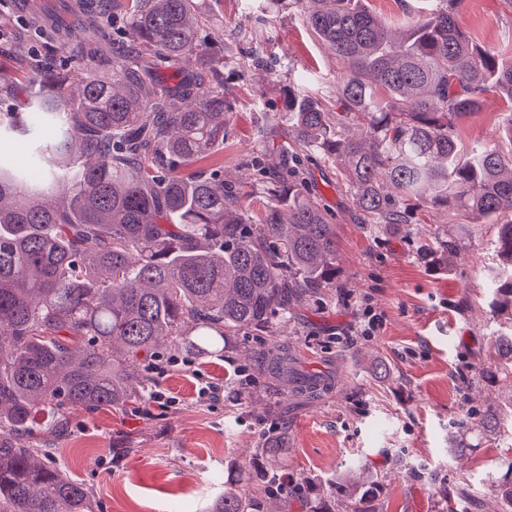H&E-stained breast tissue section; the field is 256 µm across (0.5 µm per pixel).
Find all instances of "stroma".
<instances>
[{"instance_id": "obj_1", "label": "stroma", "mask_w": 512, "mask_h": 512, "mask_svg": "<svg viewBox=\"0 0 512 512\" xmlns=\"http://www.w3.org/2000/svg\"><path fill=\"white\" fill-rule=\"evenodd\" d=\"M205 30L224 42V148L202 162L221 169L245 194L252 214L267 197L257 165L288 139L289 88H305L336 107L342 63L303 20L300 0H198ZM470 37L512 61V6L506 0H461ZM508 107L486 93L457 127L462 148L476 143L512 153L503 133ZM272 124L273 136L257 135ZM303 164L308 189L321 199L339 240L342 289L297 307L282 335L230 337L223 354L185 352L144 361L172 406L131 401L74 412L51 460L90 491L95 512H208L225 475L252 468L269 430L288 434V497L269 512H305L299 485L330 484L356 467L378 477L377 512H507L496 492L512 460V360L494 336L512 321L493 307L488 277L499 263L497 226L423 212L417 231L378 232L354 219L336 165L313 153ZM460 238L450 262L419 255L435 235ZM374 311V335L356 331ZM288 352L302 370L326 375L320 394H299L263 371L264 349ZM387 371L378 374L376 362ZM223 388L218 401L199 397L201 380ZM493 406L506 426L490 433L478 419Z\"/></svg>"}]
</instances>
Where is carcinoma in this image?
<instances>
[{"instance_id":"1","label":"carcinoma","mask_w":512,"mask_h":512,"mask_svg":"<svg viewBox=\"0 0 512 512\" xmlns=\"http://www.w3.org/2000/svg\"><path fill=\"white\" fill-rule=\"evenodd\" d=\"M109 1L128 22L121 51L105 31ZM96 2L74 13L29 0L66 59L24 53L0 72V137H15L32 167L0 160V512H93L87 488L38 457L72 412L143 397L138 361L161 339L210 352L241 332L273 333L342 287L336 227L304 192L302 156L335 161L356 219L376 229L410 227L422 208L512 214V156L489 145L459 156L457 123L487 92L512 105V65L466 35L459 0L405 20L399 39L359 0H305L306 23L344 65L336 111L288 91V149L262 178L270 203L256 220L217 172L191 169L226 136L224 54L200 32L194 0ZM189 56L197 68L182 67ZM26 82L38 93L8 104ZM347 124L358 137L343 135ZM53 186L56 202L41 201ZM455 248L442 238L422 258L447 262ZM497 249L493 303L512 312V220ZM264 372L298 380L283 351ZM287 456L286 433H269L268 466ZM381 490L349 475L303 487L307 512H376ZM272 492L257 467L224 479L210 512H262Z\"/></svg>"}]
</instances>
